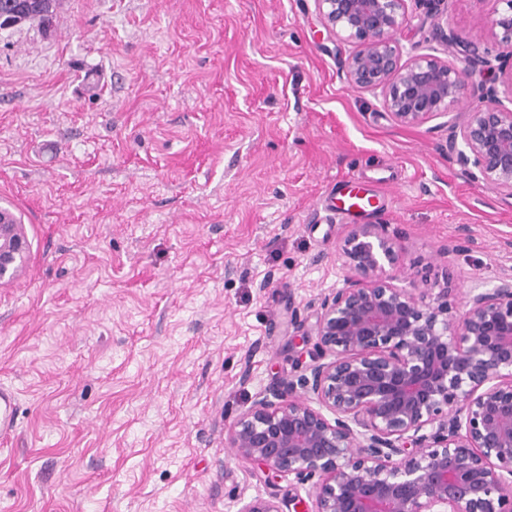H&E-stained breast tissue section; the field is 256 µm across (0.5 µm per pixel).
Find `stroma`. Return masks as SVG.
<instances>
[{"mask_svg":"<svg viewBox=\"0 0 512 512\" xmlns=\"http://www.w3.org/2000/svg\"><path fill=\"white\" fill-rule=\"evenodd\" d=\"M494 0H411L405 55L474 39ZM314 0H58L0 31V205L30 244L0 288V512H239L269 487L224 445L309 363L347 224L409 241L416 287L512 273V196L353 90ZM383 187L331 221L337 180ZM17 393L0 386V436L8 437L16 429Z\"/></svg>","mask_w":512,"mask_h":512,"instance_id":"35a3bbf8","label":"stroma"}]
</instances>
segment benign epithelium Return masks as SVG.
<instances>
[{"label": "benign epithelium", "mask_w": 512, "mask_h": 512, "mask_svg": "<svg viewBox=\"0 0 512 512\" xmlns=\"http://www.w3.org/2000/svg\"><path fill=\"white\" fill-rule=\"evenodd\" d=\"M409 0H315L325 30L354 45L349 86L381 96L393 121L446 117L448 153L512 196V106L486 81L480 39L512 54V0H494L480 38L461 43L430 14L458 67L434 54L403 58ZM474 105L457 112L465 99ZM405 236L350 224L337 249L343 286L323 296L311 363L250 400L225 447L268 478L290 479L311 512H512V275L491 288L452 281L406 288ZM23 225L0 209V286L24 268ZM239 512H283L277 495Z\"/></svg>", "instance_id": "obj_1"}]
</instances>
